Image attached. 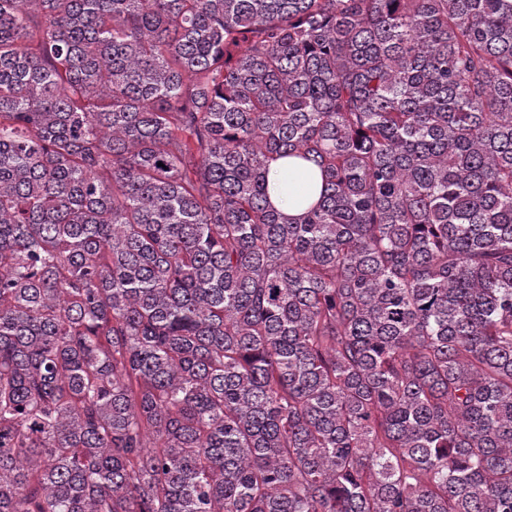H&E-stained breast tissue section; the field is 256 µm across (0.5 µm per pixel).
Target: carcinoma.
Listing matches in <instances>:
<instances>
[{"label":"carcinoma","instance_id":"carcinoma-1","mask_svg":"<svg viewBox=\"0 0 512 512\" xmlns=\"http://www.w3.org/2000/svg\"><path fill=\"white\" fill-rule=\"evenodd\" d=\"M0 512H512V0H0ZM285 168L276 165L272 166L268 174V186L269 194L273 204L288 214H295V205L293 203V197L284 189L283 185V173Z\"/></svg>","mask_w":512,"mask_h":512}]
</instances>
